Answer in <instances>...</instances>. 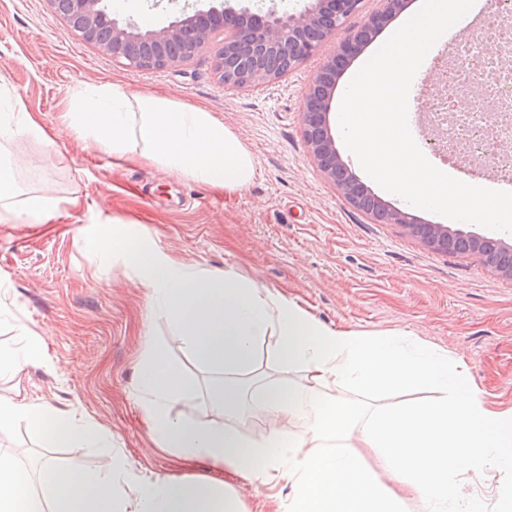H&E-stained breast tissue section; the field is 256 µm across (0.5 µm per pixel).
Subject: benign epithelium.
Returning a JSON list of instances; mask_svg holds the SVG:
<instances>
[{
    "label": "benign epithelium",
    "instance_id": "1",
    "mask_svg": "<svg viewBox=\"0 0 512 512\" xmlns=\"http://www.w3.org/2000/svg\"><path fill=\"white\" fill-rule=\"evenodd\" d=\"M54 12L85 42L114 60L138 69L178 67L198 53L219 46L215 68L226 88L272 84L303 61L316 55L324 43L339 31L346 19L358 12L363 0H305L298 10L276 6L241 10L212 6L194 9L162 27L141 24L132 16H112L104 0H48ZM383 9L373 15L364 31L373 36L380 23L399 8L401 0H381ZM357 33L345 39L327 57L311 82L301 112L302 133L310 154L325 178L355 207L362 183L336 148L329 123L330 103L337 80L347 64L364 47ZM376 205L391 216V223L406 228L425 247L446 253L462 240L466 254L512 280V262L493 264L488 254L512 257V244L505 240L452 229L443 224H418L413 215L390 209L379 198Z\"/></svg>",
    "mask_w": 512,
    "mask_h": 512
}]
</instances>
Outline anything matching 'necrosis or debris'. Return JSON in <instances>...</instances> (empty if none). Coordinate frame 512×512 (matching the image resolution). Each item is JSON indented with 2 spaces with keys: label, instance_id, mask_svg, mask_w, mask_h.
I'll return each mask as SVG.
<instances>
[{
  "label": "necrosis or debris",
  "instance_id": "1",
  "mask_svg": "<svg viewBox=\"0 0 512 512\" xmlns=\"http://www.w3.org/2000/svg\"><path fill=\"white\" fill-rule=\"evenodd\" d=\"M489 40H453L450 58L442 68L444 98L436 99L433 114L448 118L446 155L459 162L474 155H490L498 176H512V156L502 153L503 143L512 141V83L498 77L499 61L512 51V0H497L483 22ZM480 83L484 93L471 95L469 88ZM498 99L501 122L489 121L488 99Z\"/></svg>",
  "mask_w": 512,
  "mask_h": 512
}]
</instances>
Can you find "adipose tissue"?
Wrapping results in <instances>:
<instances>
[{
  "label": "adipose tissue",
  "mask_w": 512,
  "mask_h": 512,
  "mask_svg": "<svg viewBox=\"0 0 512 512\" xmlns=\"http://www.w3.org/2000/svg\"><path fill=\"white\" fill-rule=\"evenodd\" d=\"M83 147L116 160H143L175 180L220 192L245 190L256 175L252 153L211 112L151 91L117 85L75 90L63 115ZM44 131L14 97L0 92V140ZM93 253L118 256L146 290L153 315L165 319L203 367L220 373L211 390L219 419L186 417L198 385L149 346L137 368L143 421L153 447L178 458L287 488L281 512H403L413 498L423 512H486L461 493L465 475L495 469L509 478L496 502L512 512V408H491L472 387L462 359L409 332L365 334L327 326L295 300L234 270L211 272L173 260L134 225L102 221L81 233ZM275 337L273 354L306 379L243 386L256 350ZM366 396L359 405L343 391ZM398 391L428 393L424 402L373 405ZM270 418L254 441L227 427L246 410ZM23 425L45 444L94 443L97 425L34 400L0 396V432ZM380 463L373 471L363 461ZM0 512H242L227 482L152 477L131 471L122 452L106 475L72 462L40 463L29 473L0 454Z\"/></svg>",
  "instance_id": "ef3b65f1"
}]
</instances>
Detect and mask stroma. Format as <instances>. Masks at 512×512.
Listing matches in <instances>:
<instances>
[{"label": "stroma", "instance_id": "1", "mask_svg": "<svg viewBox=\"0 0 512 512\" xmlns=\"http://www.w3.org/2000/svg\"><path fill=\"white\" fill-rule=\"evenodd\" d=\"M381 8L380 0H365L319 54L277 83L228 91L212 52L176 68L141 70L84 42L48 0H0V83L46 133L4 142L0 157L17 163L18 199L62 202L53 227L0 224V303L10 310L0 318V350L16 349L19 325L45 338L42 363L0 379V394L76 411L108 441L104 448H49L21 425L0 433V453L27 469L47 457H77L102 471L115 447L141 474L225 478L147 449L136 379L146 343L165 345L199 382L196 420L217 417L207 393L216 376L153 315L118 258L84 249L77 228L106 218L139 225L164 252L197 268L233 269L278 289L326 324L412 332L461 357L491 406L512 408V281L476 257L424 248L401 225L355 208L324 178L302 135L303 98L325 57ZM90 83L173 94L212 112L252 152L254 181L218 194L150 164L82 150L62 114L70 94ZM229 481L243 512H275L281 488Z\"/></svg>", "mask_w": 512, "mask_h": 512}]
</instances>
